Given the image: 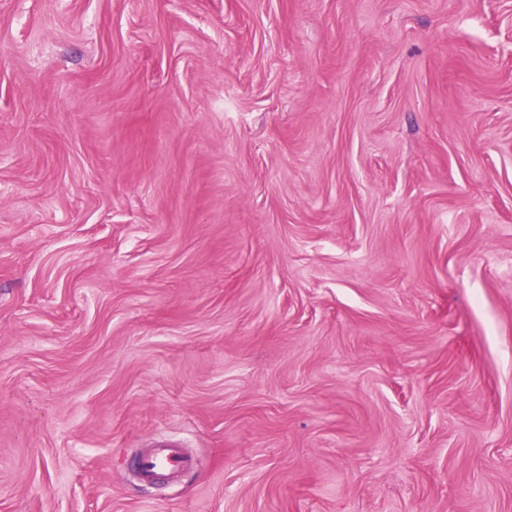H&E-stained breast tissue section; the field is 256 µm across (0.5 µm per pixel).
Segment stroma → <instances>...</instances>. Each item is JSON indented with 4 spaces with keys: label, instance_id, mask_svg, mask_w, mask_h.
<instances>
[{
    "label": "stroma",
    "instance_id": "35a3bbf8",
    "mask_svg": "<svg viewBox=\"0 0 512 512\" xmlns=\"http://www.w3.org/2000/svg\"><path fill=\"white\" fill-rule=\"evenodd\" d=\"M0 512H512V0H0ZM191 465V458L176 443L166 439L158 440L152 451L136 462L141 481L150 484L161 476L175 477Z\"/></svg>",
    "mask_w": 512,
    "mask_h": 512
}]
</instances>
